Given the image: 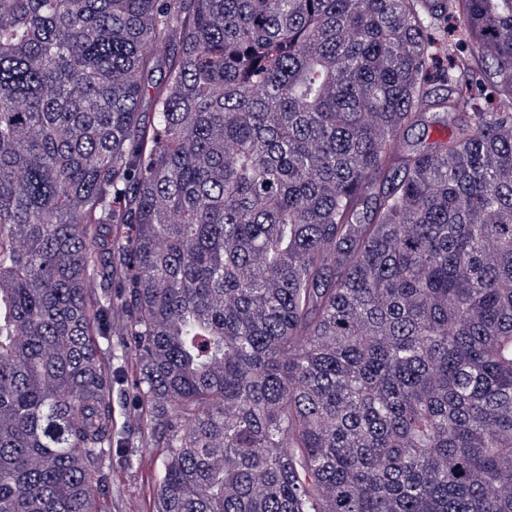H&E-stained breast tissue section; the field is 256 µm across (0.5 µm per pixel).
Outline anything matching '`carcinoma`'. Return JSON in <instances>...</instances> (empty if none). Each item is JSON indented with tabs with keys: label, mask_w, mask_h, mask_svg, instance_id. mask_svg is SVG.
I'll return each mask as SVG.
<instances>
[{
	"label": "carcinoma",
	"mask_w": 512,
	"mask_h": 512,
	"mask_svg": "<svg viewBox=\"0 0 512 512\" xmlns=\"http://www.w3.org/2000/svg\"><path fill=\"white\" fill-rule=\"evenodd\" d=\"M114 447L151 512H512V0H0V512ZM115 413L119 423L131 435H136L139 431V418L135 408L133 407L128 391L120 394L116 391L114 394Z\"/></svg>",
	"instance_id": "carcinoma-1"
}]
</instances>
